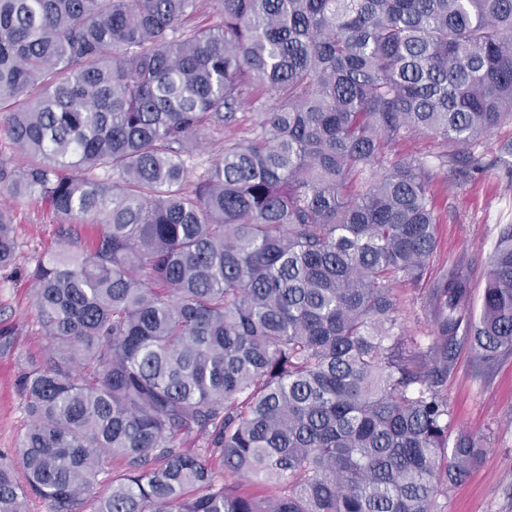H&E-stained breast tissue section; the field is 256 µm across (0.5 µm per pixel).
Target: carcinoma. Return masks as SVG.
<instances>
[{"instance_id": "cac0c4a2", "label": "carcinoma", "mask_w": 512, "mask_h": 512, "mask_svg": "<svg viewBox=\"0 0 512 512\" xmlns=\"http://www.w3.org/2000/svg\"><path fill=\"white\" fill-rule=\"evenodd\" d=\"M508 124L512 0H0L30 158L0 194L98 229L29 271L48 348L0 512H438L484 454L452 430L457 349L512 355V225L478 316L463 258L423 338L395 286L437 249L435 170ZM17 250L0 208V269ZM428 145L429 144L422 139L416 141H402L390 148L388 152V160L396 162L411 156H419L427 151L426 148Z\"/></svg>"}]
</instances>
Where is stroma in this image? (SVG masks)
Listing matches in <instances>:
<instances>
[{
	"label": "stroma",
	"mask_w": 512,
	"mask_h": 512,
	"mask_svg": "<svg viewBox=\"0 0 512 512\" xmlns=\"http://www.w3.org/2000/svg\"><path fill=\"white\" fill-rule=\"evenodd\" d=\"M512 127L503 126L476 147L478 166L451 177L437 176L435 206L440 216L438 250L424 276L435 281L460 255L473 261L472 313L482 304L484 275L500 228L512 224ZM19 241L15 270L0 271V453L14 458L29 420L17 393L19 376L42 357L46 341L38 324L32 284L27 277L44 255L88 250L95 226L55 215L34 197L12 210ZM457 428L480 437L486 449L470 478L442 499L444 512H512V356L481 375L469 347L457 353L447 382Z\"/></svg>",
	"instance_id": "35a3bbf8"
}]
</instances>
